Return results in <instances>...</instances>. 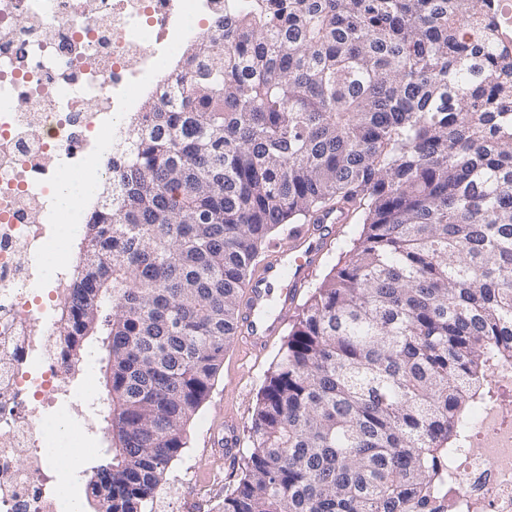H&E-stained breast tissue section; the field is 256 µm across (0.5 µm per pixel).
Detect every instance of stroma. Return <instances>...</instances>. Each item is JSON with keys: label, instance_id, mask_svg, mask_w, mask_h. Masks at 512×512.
Returning a JSON list of instances; mask_svg holds the SVG:
<instances>
[{"label": "stroma", "instance_id": "1", "mask_svg": "<svg viewBox=\"0 0 512 512\" xmlns=\"http://www.w3.org/2000/svg\"><path fill=\"white\" fill-rule=\"evenodd\" d=\"M282 343V338H275L271 347L253 360L241 359L236 341L225 351L209 397L190 422L188 446L169 467L153 512H211L223 501L238 470L212 460L207 437L228 412L238 416L241 427L250 425L259 390Z\"/></svg>", "mask_w": 512, "mask_h": 512}]
</instances>
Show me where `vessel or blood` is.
Segmentation results:
<instances>
[{
    "label": "vessel or blood",
    "mask_w": 512,
    "mask_h": 512,
    "mask_svg": "<svg viewBox=\"0 0 512 512\" xmlns=\"http://www.w3.org/2000/svg\"><path fill=\"white\" fill-rule=\"evenodd\" d=\"M343 210L319 215L314 223L289 228L285 244L275 247L262 263L241 310L239 335L246 355L256 357L268 349L280 330L282 311L293 305L313 278L323 250L322 243L336 225L345 223ZM239 420L228 414L223 429L212 432L209 445L232 460L239 445Z\"/></svg>",
    "instance_id": "vessel-or-blood-1"
}]
</instances>
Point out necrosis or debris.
Returning a JSON list of instances; mask_svg holds the SVG:
<instances>
[{
    "label": "necrosis or debris",
    "mask_w": 512,
    "mask_h": 512,
    "mask_svg": "<svg viewBox=\"0 0 512 512\" xmlns=\"http://www.w3.org/2000/svg\"><path fill=\"white\" fill-rule=\"evenodd\" d=\"M223 19L224 0H0V512H60L62 494L92 480L82 462L101 399L75 410L57 383L69 368L91 385L93 359L67 355L55 333L73 263L50 255L72 251V220L95 198L67 210L57 184L110 177L112 143L141 93ZM490 385L433 494L448 512H512V366Z\"/></svg>",
    "instance_id": "obj_1"
}]
</instances>
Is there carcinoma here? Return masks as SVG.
<instances>
[{"instance_id": "cac0c4a2", "label": "carcinoma", "mask_w": 512, "mask_h": 512, "mask_svg": "<svg viewBox=\"0 0 512 512\" xmlns=\"http://www.w3.org/2000/svg\"><path fill=\"white\" fill-rule=\"evenodd\" d=\"M493 0H224L112 145L58 334L104 353L95 512H146L286 224L362 227L300 305L218 512H425L512 364Z\"/></svg>"}]
</instances>
